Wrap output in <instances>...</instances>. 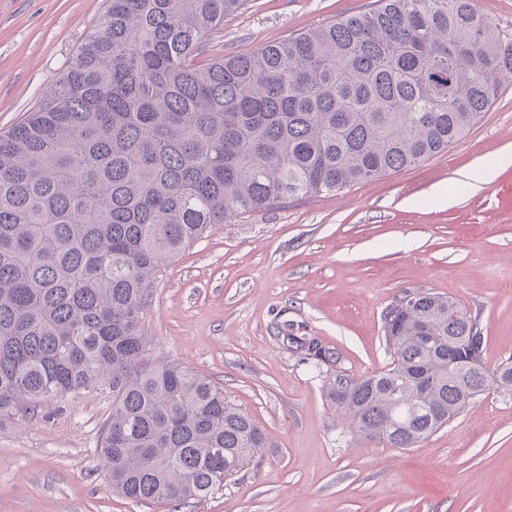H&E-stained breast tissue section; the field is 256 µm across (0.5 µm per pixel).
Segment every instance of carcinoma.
I'll return each mask as SVG.
<instances>
[{
    "instance_id": "cac0c4a2",
    "label": "carcinoma",
    "mask_w": 512,
    "mask_h": 512,
    "mask_svg": "<svg viewBox=\"0 0 512 512\" xmlns=\"http://www.w3.org/2000/svg\"><path fill=\"white\" fill-rule=\"evenodd\" d=\"M224 56L249 0H108L30 118L0 133V424L102 383L112 487L144 502L207 497L267 447L224 391L148 349L144 311L167 263L209 228L342 191L458 143L512 78V35L473 0H377ZM390 362L329 372L356 437L411 448L485 391L479 320L415 292L384 315Z\"/></svg>"
}]
</instances>
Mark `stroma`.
I'll list each match as a JSON object with an SVG mask.
<instances>
[{"label":"stroma","mask_w":512,"mask_h":512,"mask_svg":"<svg viewBox=\"0 0 512 512\" xmlns=\"http://www.w3.org/2000/svg\"><path fill=\"white\" fill-rule=\"evenodd\" d=\"M374 0H250L214 42L234 55L372 8ZM106 0H0V132L63 73ZM512 83L456 145L337 194L219 224L158 277L155 356L223 388L268 446L179 512H512V396L489 390L413 448L354 437L323 379L283 338L317 337L359 377L385 367L383 313L405 291L477 316L485 362L512 356ZM492 166L480 188L468 176ZM104 386L0 425V512H168L112 490Z\"/></svg>","instance_id":"stroma-1"}]
</instances>
